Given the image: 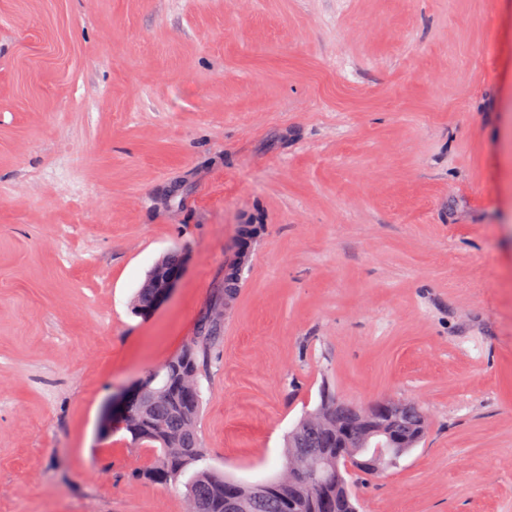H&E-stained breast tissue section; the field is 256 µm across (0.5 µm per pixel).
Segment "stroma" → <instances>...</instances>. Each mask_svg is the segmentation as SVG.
I'll use <instances>...</instances> for the list:
<instances>
[{"instance_id":"35a3bbf8","label":"stroma","mask_w":512,"mask_h":512,"mask_svg":"<svg viewBox=\"0 0 512 512\" xmlns=\"http://www.w3.org/2000/svg\"><path fill=\"white\" fill-rule=\"evenodd\" d=\"M251 218L204 465L277 477L327 386L429 421L359 512H512V0H0V512H187L98 420ZM188 264L186 252L180 251L179 261L176 265L167 263V255L160 258L153 266L151 272L142 283L141 288L136 292L133 301V309L140 315L143 307L147 306L152 295L143 288H152L154 294L151 306L142 311L143 316H148L157 311L171 296L176 285L180 281Z\"/></svg>"}]
</instances>
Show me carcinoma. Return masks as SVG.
Masks as SVG:
<instances>
[{
    "label": "carcinoma",
    "mask_w": 512,
    "mask_h": 512,
    "mask_svg": "<svg viewBox=\"0 0 512 512\" xmlns=\"http://www.w3.org/2000/svg\"><path fill=\"white\" fill-rule=\"evenodd\" d=\"M220 332L219 328L201 323L197 336L183 347L189 353L191 369H164L165 378L157 381L162 396L147 411L139 405L130 408L123 429L133 441L155 449L156 459L146 472L150 479L158 483L176 482L192 471L187 495L195 512H226L225 505L230 499L240 505V512H257L252 507L259 492L257 486L238 482L211 468L196 467L204 457V448L198 431L201 401L194 393V381L210 363L221 340ZM427 431V418L418 406L412 409L410 418L401 420L398 429L412 448L424 439ZM295 432L312 453H303L293 436H288L284 470L269 484L271 495L288 499L287 512H323L322 495L329 499V512H358L348 480L341 472L326 467L327 461L336 460L337 449L350 444L348 436L336 426V418L306 415L297 423ZM313 465L322 477L318 489L309 487Z\"/></svg>",
    "instance_id": "1"
}]
</instances>
